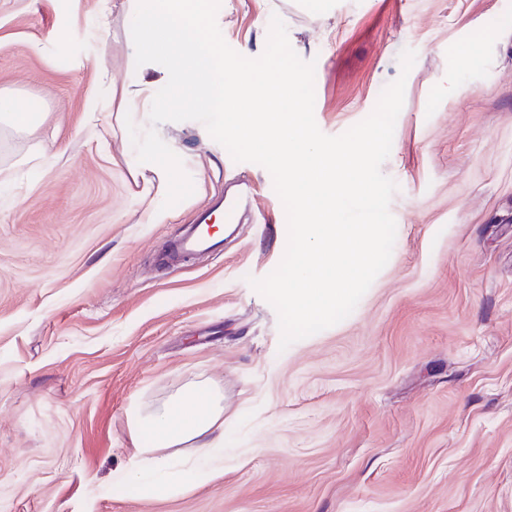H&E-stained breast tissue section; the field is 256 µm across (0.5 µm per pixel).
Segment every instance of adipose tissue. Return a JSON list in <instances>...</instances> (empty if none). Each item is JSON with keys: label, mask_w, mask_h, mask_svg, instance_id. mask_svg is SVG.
I'll return each instance as SVG.
<instances>
[{"label": "adipose tissue", "mask_w": 512, "mask_h": 512, "mask_svg": "<svg viewBox=\"0 0 512 512\" xmlns=\"http://www.w3.org/2000/svg\"><path fill=\"white\" fill-rule=\"evenodd\" d=\"M138 465L116 484L146 496L168 495L210 482L224 471V406L213 387L196 385L133 423ZM196 449L203 465L178 469L174 448Z\"/></svg>", "instance_id": "ef3b65f1"}]
</instances>
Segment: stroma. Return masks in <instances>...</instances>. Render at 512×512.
Instances as JSON below:
<instances>
[{
    "label": "stroma",
    "mask_w": 512,
    "mask_h": 512,
    "mask_svg": "<svg viewBox=\"0 0 512 512\" xmlns=\"http://www.w3.org/2000/svg\"><path fill=\"white\" fill-rule=\"evenodd\" d=\"M304 2L221 0L217 24L256 58L279 17L315 64L330 136L405 77L382 165L397 230L354 311L282 351L249 283L287 245L258 222L284 209L269 171L201 122H163L204 185L168 209L140 195L124 115L86 124L98 57L125 76L129 14L98 36L99 0H0V97L35 117L0 122V512H512V0ZM243 181L255 206L223 254L158 269ZM194 383L224 397L223 475L171 496L117 489L132 420Z\"/></svg>",
    "instance_id": "35a3bbf8"
}]
</instances>
